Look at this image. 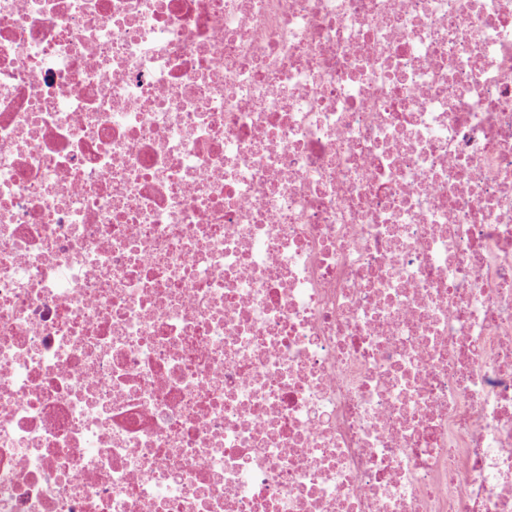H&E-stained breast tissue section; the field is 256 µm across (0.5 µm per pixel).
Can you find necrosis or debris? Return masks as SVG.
<instances>
[{"instance_id":"necrosis-or-debris-1","label":"necrosis or debris","mask_w":512,"mask_h":512,"mask_svg":"<svg viewBox=\"0 0 512 512\" xmlns=\"http://www.w3.org/2000/svg\"><path fill=\"white\" fill-rule=\"evenodd\" d=\"M0 512H512V0H0Z\"/></svg>"}]
</instances>
